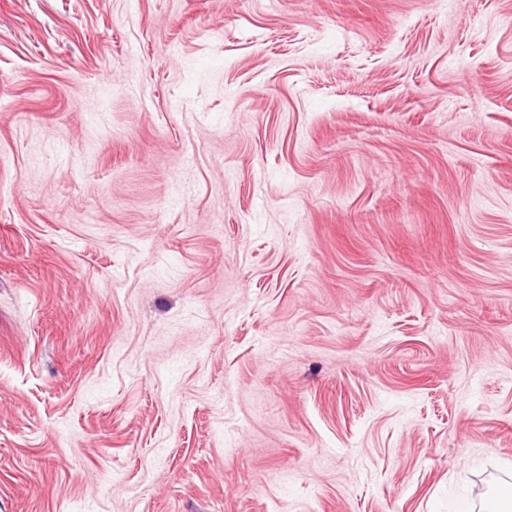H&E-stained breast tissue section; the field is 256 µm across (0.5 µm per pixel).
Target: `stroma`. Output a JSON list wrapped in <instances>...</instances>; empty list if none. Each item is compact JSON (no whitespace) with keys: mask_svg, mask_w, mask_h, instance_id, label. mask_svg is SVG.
Here are the masks:
<instances>
[{"mask_svg":"<svg viewBox=\"0 0 512 512\" xmlns=\"http://www.w3.org/2000/svg\"><path fill=\"white\" fill-rule=\"evenodd\" d=\"M512 0H0V512H493Z\"/></svg>","mask_w":512,"mask_h":512,"instance_id":"1","label":"stroma"}]
</instances>
